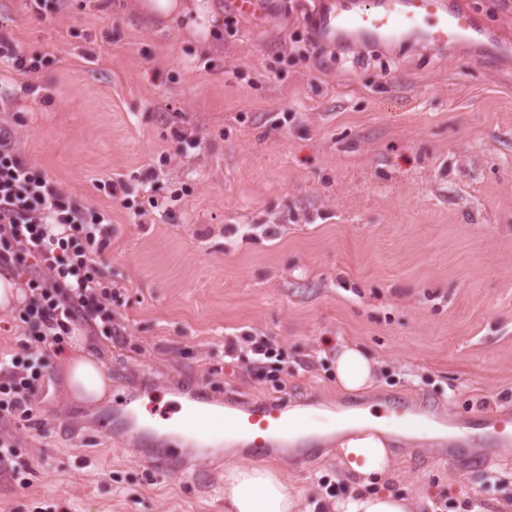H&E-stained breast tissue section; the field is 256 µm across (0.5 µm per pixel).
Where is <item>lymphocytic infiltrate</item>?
Masks as SVG:
<instances>
[{
  "instance_id": "1",
  "label": "lymphocytic infiltrate",
  "mask_w": 512,
  "mask_h": 512,
  "mask_svg": "<svg viewBox=\"0 0 512 512\" xmlns=\"http://www.w3.org/2000/svg\"><path fill=\"white\" fill-rule=\"evenodd\" d=\"M111 233L107 213L66 196L0 128V266L20 265L28 290L18 313L23 349L0 352V421L33 418L49 362L75 324L115 334L112 290L98 268Z\"/></svg>"
}]
</instances>
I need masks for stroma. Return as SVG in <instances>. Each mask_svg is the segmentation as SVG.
I'll return each instance as SVG.
<instances>
[{
	"label": "stroma",
	"mask_w": 512,
	"mask_h": 512,
	"mask_svg": "<svg viewBox=\"0 0 512 512\" xmlns=\"http://www.w3.org/2000/svg\"><path fill=\"white\" fill-rule=\"evenodd\" d=\"M191 41L136 0H0V34L35 72L0 62V126L68 196L108 213L99 268L116 293L113 338L78 324L112 382L68 402L58 361L35 421L11 427L27 487L0 475V512H229L225 462L241 448L186 445L210 482L147 466L101 417L127 392L174 400L187 383L240 402L338 411L387 398L512 418V61L480 65L407 40L319 38L313 0L271 22L229 17ZM124 182L110 194L104 182ZM155 200L142 217L126 204ZM260 335L278 355L257 376L224 340ZM376 363L375 383H336L339 343ZM395 448L394 475L356 484L326 443L267 465L300 497L383 490L417 512H512V458L491 443Z\"/></svg>",
	"instance_id": "1"
}]
</instances>
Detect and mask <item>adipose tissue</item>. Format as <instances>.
I'll use <instances>...</instances> for the list:
<instances>
[{
	"label": "adipose tissue",
	"mask_w": 512,
	"mask_h": 512,
	"mask_svg": "<svg viewBox=\"0 0 512 512\" xmlns=\"http://www.w3.org/2000/svg\"><path fill=\"white\" fill-rule=\"evenodd\" d=\"M136 7L147 19L164 27H182L193 38L206 39L212 28L207 21L210 7L204 0H138ZM84 339H73L74 353L62 360L61 370L67 397L76 403L103 400L110 381L99 361L82 350ZM336 379L346 392L369 389L374 364L358 347L343 345L336 350ZM336 441V458L341 467L361 478L384 476L391 471L394 454L391 433L409 439L434 440L432 424L409 416L388 423L385 416L364 413L342 428ZM224 497L231 512H296L297 496L270 468L248 462L224 465ZM331 512H412L411 500L390 493L349 492L331 501Z\"/></svg>",
	"instance_id": "obj_1"
}]
</instances>
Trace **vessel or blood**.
Listing matches in <instances>:
<instances>
[{
    "mask_svg": "<svg viewBox=\"0 0 512 512\" xmlns=\"http://www.w3.org/2000/svg\"><path fill=\"white\" fill-rule=\"evenodd\" d=\"M226 11L260 24L273 16L276 0H224ZM316 30L326 37H353L376 44H392L412 37L422 45L445 51L460 42H471L482 50V62L512 54V42L503 39L459 0H319L314 19ZM186 400L173 409L158 408L161 419L179 412L176 424L188 440L211 445L247 449L254 457L272 455L281 448H295L313 455L323 446V438L312 433L311 416L293 412L282 402L258 400L228 413L207 390L195 386L185 391ZM113 425L142 434L148 450L147 463L156 469L177 467L188 479L202 480L203 470L186 465L181 449L172 441L147 432L128 400L115 403ZM479 427L498 443L511 444L507 421L483 416Z\"/></svg>",
    "mask_w": 512,
    "mask_h": 512,
    "instance_id": "vessel-or-blood-1",
    "label": "vessel or blood"
}]
</instances>
